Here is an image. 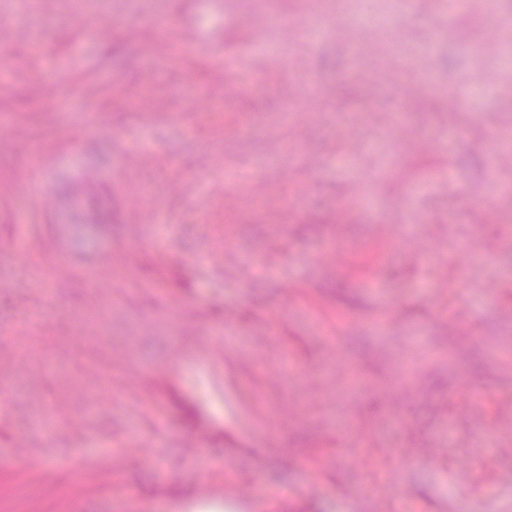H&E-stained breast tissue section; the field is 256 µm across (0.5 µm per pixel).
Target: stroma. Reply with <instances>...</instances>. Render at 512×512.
<instances>
[{"label": "stroma", "instance_id": "stroma-1", "mask_svg": "<svg viewBox=\"0 0 512 512\" xmlns=\"http://www.w3.org/2000/svg\"><path fill=\"white\" fill-rule=\"evenodd\" d=\"M261 10L325 32L283 28L288 63L246 54ZM493 21L481 0H410L415 53L395 60L336 0H0V242L27 245L0 254V512H512V204L492 187L512 165L487 149L512 79ZM344 86L369 111H337ZM233 189L249 209L214 224Z\"/></svg>", "mask_w": 512, "mask_h": 512}]
</instances>
